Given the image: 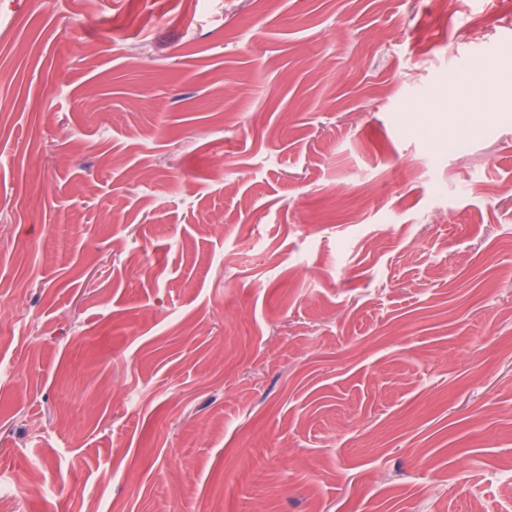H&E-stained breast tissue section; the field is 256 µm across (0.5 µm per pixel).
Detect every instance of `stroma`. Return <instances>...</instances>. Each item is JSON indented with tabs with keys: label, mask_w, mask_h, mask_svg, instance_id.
<instances>
[{
	"label": "stroma",
	"mask_w": 512,
	"mask_h": 512,
	"mask_svg": "<svg viewBox=\"0 0 512 512\" xmlns=\"http://www.w3.org/2000/svg\"><path fill=\"white\" fill-rule=\"evenodd\" d=\"M512 0H0V512H512Z\"/></svg>",
	"instance_id": "stroma-1"
}]
</instances>
